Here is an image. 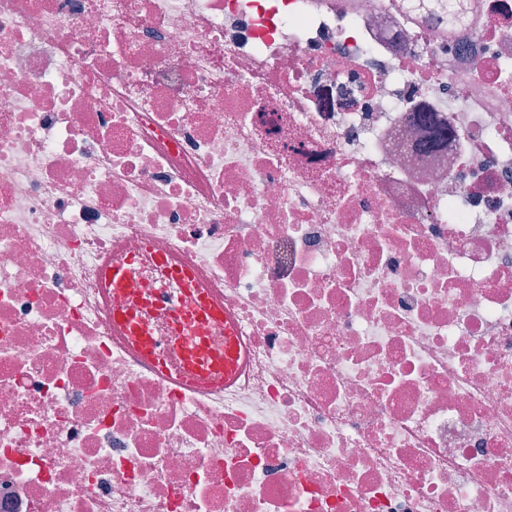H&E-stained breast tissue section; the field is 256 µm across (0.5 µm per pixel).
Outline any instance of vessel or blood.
I'll return each instance as SVG.
<instances>
[{
	"label": "vessel or blood",
	"mask_w": 512,
	"mask_h": 512,
	"mask_svg": "<svg viewBox=\"0 0 512 512\" xmlns=\"http://www.w3.org/2000/svg\"><path fill=\"white\" fill-rule=\"evenodd\" d=\"M157 260L192 299L190 307L171 304L170 316L177 334L176 348L181 365L167 366L168 348L151 333L141 315L142 307L153 304V297H135L130 286L129 260H105L100 269L102 288L99 301L112 315V330L138 358L161 375H174L177 384L205 389H225L244 358L239 331L219 298L204 284L198 267L160 252ZM223 329L224 345L210 343L215 329Z\"/></svg>",
	"instance_id": "1"
}]
</instances>
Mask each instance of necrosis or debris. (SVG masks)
<instances>
[{
  "mask_svg": "<svg viewBox=\"0 0 512 512\" xmlns=\"http://www.w3.org/2000/svg\"><path fill=\"white\" fill-rule=\"evenodd\" d=\"M0 0V512H512V0ZM202 267L221 399L88 308Z\"/></svg>",
  "mask_w": 512,
  "mask_h": 512,
  "instance_id": "necrosis-or-debris-1",
  "label": "necrosis or debris"
}]
</instances>
